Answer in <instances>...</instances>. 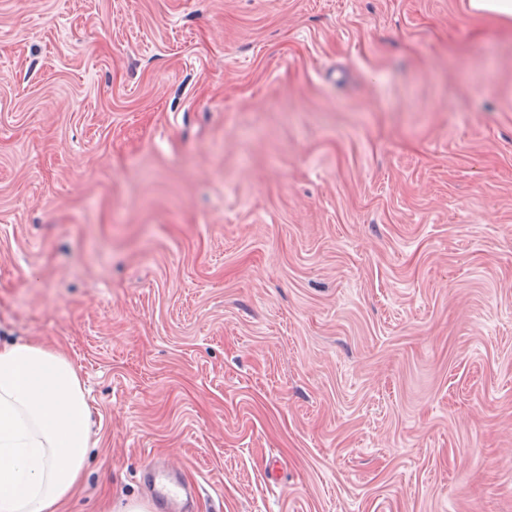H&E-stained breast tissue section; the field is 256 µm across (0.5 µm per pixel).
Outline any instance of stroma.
<instances>
[{
    "mask_svg": "<svg viewBox=\"0 0 512 512\" xmlns=\"http://www.w3.org/2000/svg\"><path fill=\"white\" fill-rule=\"evenodd\" d=\"M80 494L512 512V29L468 0H0V346ZM146 472L149 473L154 481V484L156 485L157 481L159 484V489L157 490L158 497L162 500H165L167 502H173L176 501L181 492V486L174 482H164L163 479L165 476L156 470V463L154 461H151L146 468Z\"/></svg>",
    "mask_w": 512,
    "mask_h": 512,
    "instance_id": "35a3bbf8",
    "label": "stroma"
}]
</instances>
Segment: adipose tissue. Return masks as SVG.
<instances>
[{
	"label": "adipose tissue",
	"instance_id": "1",
	"mask_svg": "<svg viewBox=\"0 0 512 512\" xmlns=\"http://www.w3.org/2000/svg\"><path fill=\"white\" fill-rule=\"evenodd\" d=\"M91 410L71 362L36 342L0 346V512H51L80 490Z\"/></svg>",
	"mask_w": 512,
	"mask_h": 512
}]
</instances>
